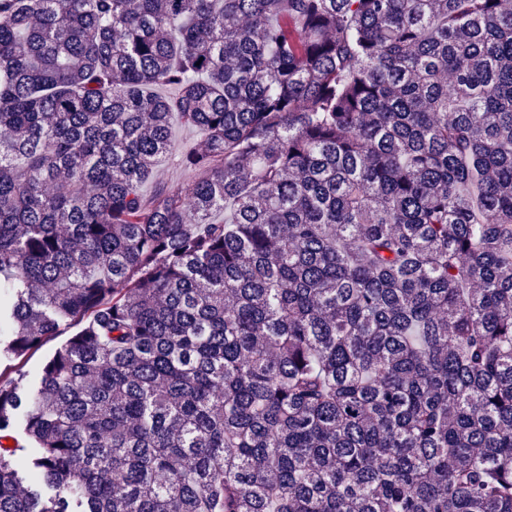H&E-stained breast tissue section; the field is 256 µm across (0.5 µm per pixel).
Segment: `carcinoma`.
Wrapping results in <instances>:
<instances>
[{"mask_svg": "<svg viewBox=\"0 0 512 512\" xmlns=\"http://www.w3.org/2000/svg\"><path fill=\"white\" fill-rule=\"evenodd\" d=\"M2 131L0 512H512L503 0H0ZM207 173L198 169H187L180 166L173 157H169L156 171L155 180L145 186L144 194L152 193L155 182L166 183L169 186L181 187L205 178ZM77 330V328L70 329V332L66 336H56L55 338L48 341L38 350L31 353L27 358L20 362L12 363V367H19L22 372L27 375V382L33 386L38 381L39 372L45 361L52 356L57 347L64 343L71 335Z\"/></svg>", "mask_w": 512, "mask_h": 512, "instance_id": "1", "label": "carcinoma"}]
</instances>
